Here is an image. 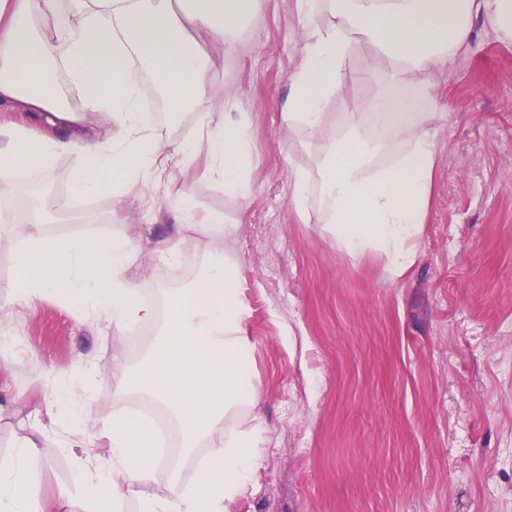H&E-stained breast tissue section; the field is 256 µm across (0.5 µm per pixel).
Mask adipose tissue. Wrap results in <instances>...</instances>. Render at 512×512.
Listing matches in <instances>:
<instances>
[{
  "mask_svg": "<svg viewBox=\"0 0 512 512\" xmlns=\"http://www.w3.org/2000/svg\"><path fill=\"white\" fill-rule=\"evenodd\" d=\"M303 59L291 76L281 112L323 142V194L330 232L350 255L372 250L388 271L403 275L425 223L436 165L431 113L415 98L398 100L381 118L407 151L395 164L367 178L365 143L328 125L324 104L348 84L369 79L377 55L393 62L392 82L452 62L469 44L474 21L512 36V0H298ZM263 0H0V107L25 113L26 123H0V175L34 169L50 173L60 156L72 160L80 193L120 201L140 185L160 182L170 158L161 134L141 107L133 74L154 76L172 111L195 105L205 147L185 140L183 158L204 152L212 177L241 199H250L255 147L232 102L208 106L213 70L233 54L241 26ZM206 34L213 53L202 56L186 29ZM64 79L79 100L70 108L57 91ZM83 130L80 138L35 134L29 122ZM166 213L210 248L208 268L188 287L163 290L165 318L126 276L139 242L130 237L97 241L82 231L47 236L42 209L29 217L19 254L14 296L30 301L45 294L75 300L105 315L115 334L131 324L160 322L161 340L142 369L115 360L112 381L163 405L181 432L183 455L223 434L194 481L171 480L153 491L154 474L177 472L174 457L159 455V435L144 415L123 406L105 429L112 464L79 467L61 504L81 512H119V490L139 489V512H233L262 463L260 423L225 427L237 409L255 405L258 388L252 346L243 336L246 318L238 283L241 267L216 241H232L237 225L220 212L198 217L189 202L168 197ZM43 434L28 427L10 459L0 462V512H44L40 474L47 462Z\"/></svg>",
  "mask_w": 512,
  "mask_h": 512,
  "instance_id": "1",
  "label": "adipose tissue"
}]
</instances>
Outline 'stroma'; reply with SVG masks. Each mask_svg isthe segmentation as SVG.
<instances>
[{
  "label": "stroma",
  "instance_id": "1",
  "mask_svg": "<svg viewBox=\"0 0 512 512\" xmlns=\"http://www.w3.org/2000/svg\"><path fill=\"white\" fill-rule=\"evenodd\" d=\"M239 41L211 92L247 120L256 146L250 201L216 183L201 156L118 204L79 195L63 156L43 181L47 199L89 215L102 240L136 238L126 275L144 291L167 287L178 267L205 255L159 213L163 195L237 225L259 399L234 420L260 417L265 431L262 465L235 512H512V38L475 21L451 65L413 77L430 89L422 109L433 115L437 162L414 263L396 279L381 257L337 248L322 143L281 116L303 54L296 0H265ZM389 68L379 60L372 82L347 86L325 106L340 129L346 104L363 112L360 136L381 145L364 162L367 176L404 148L370 110L379 92L399 94L386 86ZM293 169L310 189L302 215L288 193ZM24 229L15 222L0 239V460L21 425L43 427L41 481L53 507L79 465L110 461L102 426L133 399L114 386L113 360L139 366L157 338L131 348L104 316L51 294L11 303ZM167 240L180 245L179 266L153 257ZM81 368L92 372L82 392L89 445L68 452L71 433L45 400Z\"/></svg>",
  "mask_w": 512,
  "mask_h": 512
}]
</instances>
